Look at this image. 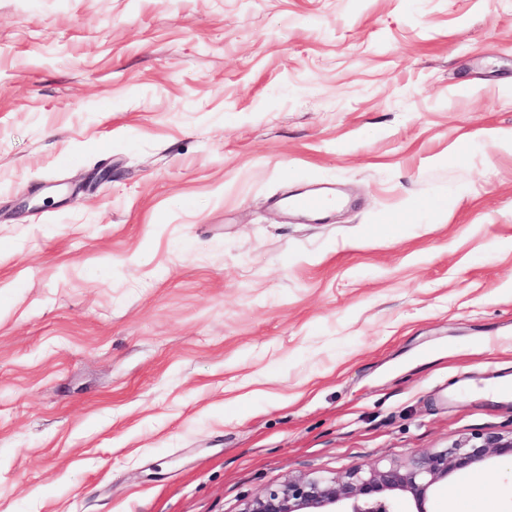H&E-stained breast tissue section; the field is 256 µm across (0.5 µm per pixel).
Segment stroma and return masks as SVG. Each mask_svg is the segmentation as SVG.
Returning a JSON list of instances; mask_svg holds the SVG:
<instances>
[{
    "label": "stroma",
    "instance_id": "35a3bbf8",
    "mask_svg": "<svg viewBox=\"0 0 512 512\" xmlns=\"http://www.w3.org/2000/svg\"><path fill=\"white\" fill-rule=\"evenodd\" d=\"M512 0H0V512H242L512 435ZM336 189L327 219L281 201ZM426 512H512V460Z\"/></svg>",
    "mask_w": 512,
    "mask_h": 512
}]
</instances>
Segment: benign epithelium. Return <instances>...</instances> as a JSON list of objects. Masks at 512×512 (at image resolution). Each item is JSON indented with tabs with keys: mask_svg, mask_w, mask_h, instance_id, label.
I'll use <instances>...</instances> for the list:
<instances>
[{
	"mask_svg": "<svg viewBox=\"0 0 512 512\" xmlns=\"http://www.w3.org/2000/svg\"><path fill=\"white\" fill-rule=\"evenodd\" d=\"M512 457V437L476 436V441L426 453L401 466L351 468L341 478L299 477L266 488L251 497L243 512H338L345 502L348 512H393L401 495L412 498L417 512L450 475L470 469L490 455Z\"/></svg>",
	"mask_w": 512,
	"mask_h": 512,
	"instance_id": "7a95c632",
	"label": "benign epithelium"
}]
</instances>
